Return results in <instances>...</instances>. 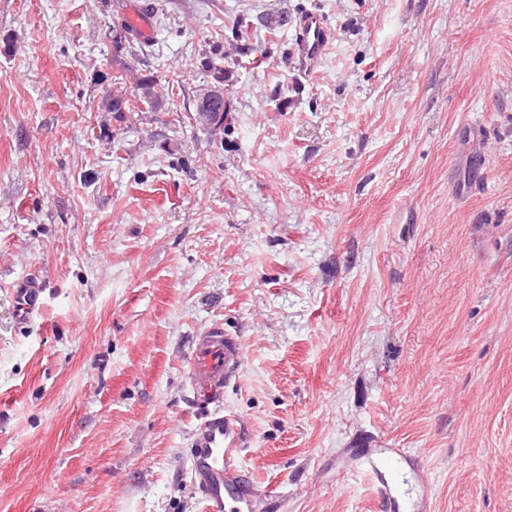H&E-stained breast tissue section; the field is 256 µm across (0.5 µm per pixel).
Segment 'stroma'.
Masks as SVG:
<instances>
[{"label":"stroma","instance_id":"stroma-1","mask_svg":"<svg viewBox=\"0 0 512 512\" xmlns=\"http://www.w3.org/2000/svg\"><path fill=\"white\" fill-rule=\"evenodd\" d=\"M216 325L262 512H512V0H0V512H203ZM330 40V31L324 18L317 13L303 15L298 22L295 37V68L301 76L314 72ZM41 292V288L33 282L23 284L19 288H16V298L19 299V305L26 317L33 314L39 307ZM243 356L242 340L224 336L220 328L196 336L186 370L187 383L194 395L207 406L219 404L224 388L237 379ZM394 458L405 463L409 468L415 470L413 457L403 448H368L366 454L358 463V467L370 477L371 484L375 490L376 498L383 510H398L397 498L392 493V488L386 474L376 465L375 458Z\"/></svg>","mask_w":512,"mask_h":512}]
</instances>
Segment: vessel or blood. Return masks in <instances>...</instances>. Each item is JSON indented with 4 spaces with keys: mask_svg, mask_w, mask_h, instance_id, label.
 I'll list each match as a JSON object with an SVG mask.
<instances>
[{
    "mask_svg": "<svg viewBox=\"0 0 512 512\" xmlns=\"http://www.w3.org/2000/svg\"><path fill=\"white\" fill-rule=\"evenodd\" d=\"M330 40L324 18L316 13L303 15L295 37V68L307 76L318 66ZM24 315L33 314L40 305V288L33 283L15 290ZM244 356L240 338L225 335L214 328L195 338L187 361L186 379L194 395L215 410L199 428L193 446L195 483L204 497L206 512H257L260 496L251 480V472L240 462V427L235 416L216 408L224 389L239 374ZM380 457L394 458L413 465V457L401 448H371L362 457L359 467L375 490L381 507L397 512L396 497L385 473L377 466Z\"/></svg>",
    "mask_w": 512,
    "mask_h": 512,
    "instance_id": "1",
    "label": "vessel or blood"
}]
</instances>
